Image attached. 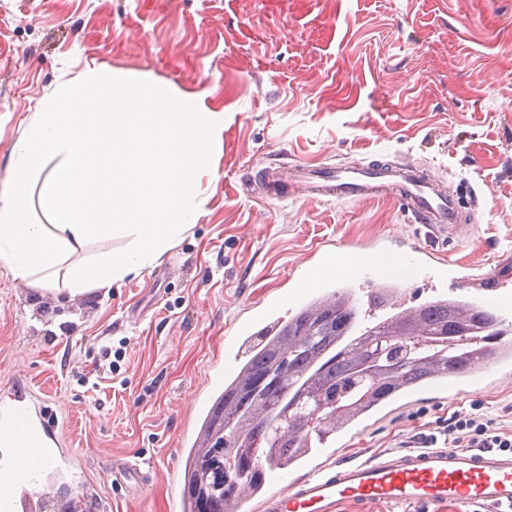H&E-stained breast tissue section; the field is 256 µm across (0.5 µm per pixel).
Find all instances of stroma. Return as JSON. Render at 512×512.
<instances>
[{"instance_id": "obj_1", "label": "stroma", "mask_w": 512, "mask_h": 512, "mask_svg": "<svg viewBox=\"0 0 512 512\" xmlns=\"http://www.w3.org/2000/svg\"><path fill=\"white\" fill-rule=\"evenodd\" d=\"M202 91L224 113L204 212L140 274L68 297L0 266V405L26 381L57 424L56 487L93 512H173L224 377L226 339L339 246L434 249L512 289V0H0V184L34 112L86 66ZM406 158L476 225L434 238L395 196L308 201L300 165ZM480 404L512 428V378L398 402L316 449L317 464L398 451ZM152 470L112 481V462Z\"/></svg>"}]
</instances>
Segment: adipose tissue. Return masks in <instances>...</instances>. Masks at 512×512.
Returning a JSON list of instances; mask_svg holds the SVG:
<instances>
[{"label": "adipose tissue", "mask_w": 512, "mask_h": 512, "mask_svg": "<svg viewBox=\"0 0 512 512\" xmlns=\"http://www.w3.org/2000/svg\"><path fill=\"white\" fill-rule=\"evenodd\" d=\"M149 79L86 70L45 97L15 148L0 190V265L69 295L138 273L203 212L223 112ZM118 237L120 250L87 254Z\"/></svg>", "instance_id": "adipose-tissue-1"}]
</instances>
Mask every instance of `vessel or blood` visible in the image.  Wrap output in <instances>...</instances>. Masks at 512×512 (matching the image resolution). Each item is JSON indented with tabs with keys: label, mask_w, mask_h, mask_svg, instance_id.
Wrapping results in <instances>:
<instances>
[{
	"label": "vessel or blood",
	"mask_w": 512,
	"mask_h": 512,
	"mask_svg": "<svg viewBox=\"0 0 512 512\" xmlns=\"http://www.w3.org/2000/svg\"><path fill=\"white\" fill-rule=\"evenodd\" d=\"M302 183L304 196L314 200L394 194L433 234L454 231L462 219L458 198L441 191L438 180L412 160L306 169ZM418 277L431 283L458 284V302L485 309L501 325L512 324L511 290L489 275L476 281L457 276L434 251L421 247L381 258L369 252H348L344 262L322 280L309 279L282 293L262 318L269 320L282 308L323 298L324 285L331 281H370L398 289ZM511 375L512 336L504 335L491 359L454 376L437 374L429 392L443 399L474 392L489 379ZM49 425L46 413L34 414L23 406L0 414V442L9 446L7 461L0 464V502L16 503L27 487L38 484L53 468L52 452L41 437ZM266 480L270 492L261 495L243 490L236 512H337L344 503L366 507L377 502L421 505L430 512H442L451 504L459 505L462 512H512V454L486 450L416 448L373 460L318 464L298 476L273 469Z\"/></svg>",
	"instance_id": "obj_1"
}]
</instances>
